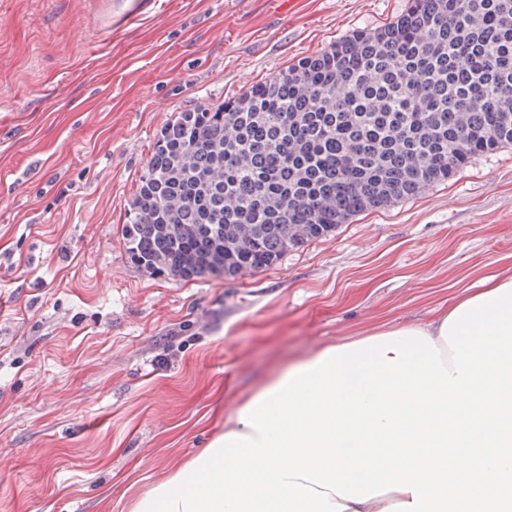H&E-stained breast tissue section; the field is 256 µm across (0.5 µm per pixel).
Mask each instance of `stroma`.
I'll return each mask as SVG.
<instances>
[{
  "mask_svg": "<svg viewBox=\"0 0 512 512\" xmlns=\"http://www.w3.org/2000/svg\"><path fill=\"white\" fill-rule=\"evenodd\" d=\"M410 0H0V512H132L325 347L512 274V146L236 277L152 276L125 211L162 130ZM157 2L158 0H96L94 5L105 23V40L112 38V31L115 27L113 21L118 14L123 20L122 27H127L136 21L143 11Z\"/></svg>",
  "mask_w": 512,
  "mask_h": 512,
  "instance_id": "obj_1",
  "label": "stroma"
}]
</instances>
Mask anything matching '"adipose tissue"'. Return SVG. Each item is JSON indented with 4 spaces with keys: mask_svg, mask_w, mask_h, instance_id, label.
I'll return each instance as SVG.
<instances>
[{
    "mask_svg": "<svg viewBox=\"0 0 512 512\" xmlns=\"http://www.w3.org/2000/svg\"><path fill=\"white\" fill-rule=\"evenodd\" d=\"M134 512H512V276L288 366Z\"/></svg>",
    "mask_w": 512,
    "mask_h": 512,
    "instance_id": "ef3b65f1",
    "label": "adipose tissue"
}]
</instances>
